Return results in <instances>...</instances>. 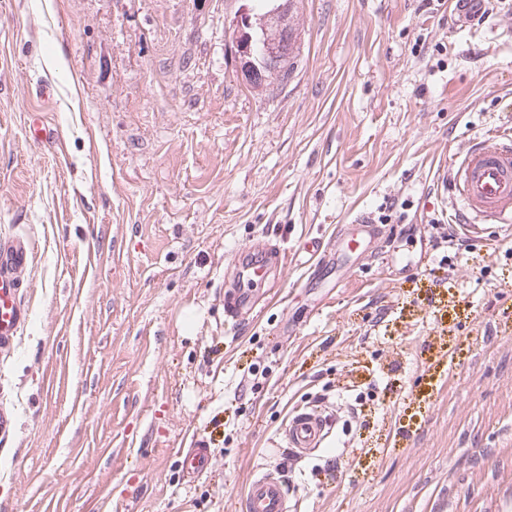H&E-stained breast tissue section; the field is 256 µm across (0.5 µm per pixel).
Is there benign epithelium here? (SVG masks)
Returning a JSON list of instances; mask_svg holds the SVG:
<instances>
[{
    "instance_id": "1",
    "label": "benign epithelium",
    "mask_w": 512,
    "mask_h": 512,
    "mask_svg": "<svg viewBox=\"0 0 512 512\" xmlns=\"http://www.w3.org/2000/svg\"><path fill=\"white\" fill-rule=\"evenodd\" d=\"M294 0H270L260 13L242 8L234 18L230 45L242 79L263 91L295 50L297 29L292 20Z\"/></svg>"
}]
</instances>
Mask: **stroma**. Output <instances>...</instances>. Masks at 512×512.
I'll return each instance as SVG.
<instances>
[{
  "label": "stroma",
  "mask_w": 512,
  "mask_h": 512,
  "mask_svg": "<svg viewBox=\"0 0 512 512\" xmlns=\"http://www.w3.org/2000/svg\"><path fill=\"white\" fill-rule=\"evenodd\" d=\"M247 2L0 0V232L32 252L0 512H242L258 471L294 512H512V228L455 234L436 176L512 131V0L464 28L455 0H295L263 92L228 45ZM258 239L288 260L227 318ZM311 406L335 426L300 458L282 430ZM208 444L205 440L192 441L191 448L181 450V464L183 471L189 475L204 471L209 463Z\"/></svg>",
  "instance_id": "1"
}]
</instances>
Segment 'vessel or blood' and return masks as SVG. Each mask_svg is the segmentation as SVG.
<instances>
[{
    "instance_id": "1",
    "label": "vessel or blood",
    "mask_w": 512,
    "mask_h": 512,
    "mask_svg": "<svg viewBox=\"0 0 512 512\" xmlns=\"http://www.w3.org/2000/svg\"><path fill=\"white\" fill-rule=\"evenodd\" d=\"M449 182L453 188L457 221L477 220L484 229L512 223V135L499 133L473 140L468 149L453 159ZM31 260V249L20 237L0 238V350L13 349L29 320V307L18 294V284ZM284 257L280 250L259 241L237 254L232 262L233 284L224 294L226 313L239 316L254 304L250 284L278 269ZM328 417L310 412H293L283 429L289 447L307 454L320 448L329 435ZM209 463L208 444L193 441L181 451L183 471L195 475ZM288 489L271 475L254 477L243 501L244 512H288Z\"/></svg>"
}]
</instances>
